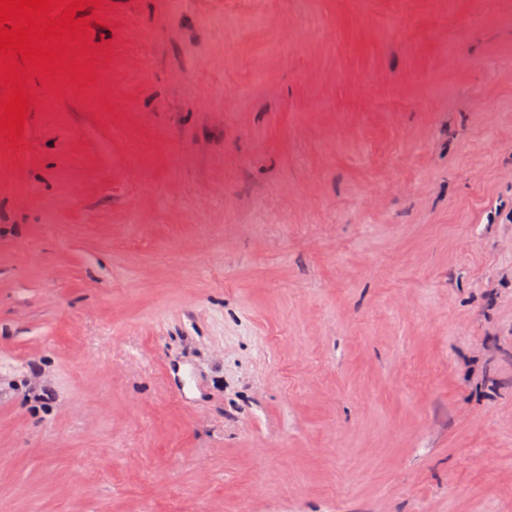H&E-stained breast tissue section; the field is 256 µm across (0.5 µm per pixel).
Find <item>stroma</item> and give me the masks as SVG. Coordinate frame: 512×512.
<instances>
[{
	"mask_svg": "<svg viewBox=\"0 0 512 512\" xmlns=\"http://www.w3.org/2000/svg\"><path fill=\"white\" fill-rule=\"evenodd\" d=\"M84 14L0 134V512H512V0Z\"/></svg>",
	"mask_w": 512,
	"mask_h": 512,
	"instance_id": "35a3bbf8",
	"label": "stroma"
}]
</instances>
